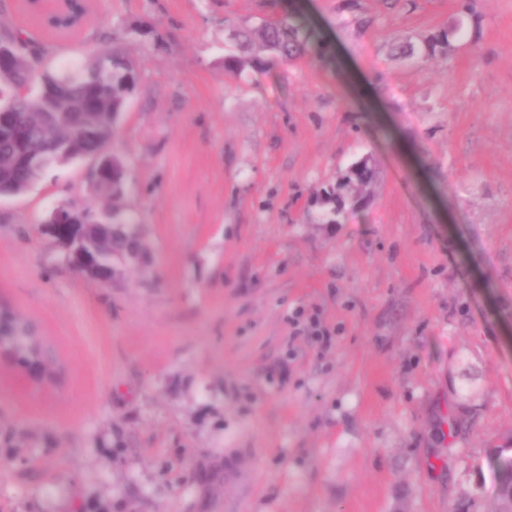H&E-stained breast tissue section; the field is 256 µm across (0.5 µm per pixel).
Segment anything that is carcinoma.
I'll return each mask as SVG.
<instances>
[{
    "instance_id": "1",
    "label": "carcinoma",
    "mask_w": 512,
    "mask_h": 512,
    "mask_svg": "<svg viewBox=\"0 0 512 512\" xmlns=\"http://www.w3.org/2000/svg\"><path fill=\"white\" fill-rule=\"evenodd\" d=\"M237 55L224 57V71L239 75L247 67L261 73L276 60L288 62L307 54L328 66L317 32L299 15L285 12L275 21H262L252 29L235 23ZM465 37L456 22L418 43L397 48L401 58L428 60L439 53L449 55L454 42ZM11 48V58L0 64V113L7 112L22 135L24 152L42 158L41 166L25 167L18 161L16 141L0 138V196H21L49 170L97 153L112 156V171L118 181L127 180L121 158L112 153L115 130L133 96L138 76L130 60L129 43L114 42L94 52L83 62L52 69L46 63L47 47L31 40L21 28L0 22V45ZM375 178L369 161L354 163L336 183V214L345 206L360 209ZM125 189L95 191L84 210L112 211V224L99 232L106 247L125 259L145 257L136 225L124 209ZM17 353L32 350L34 336L23 321L8 328ZM497 492L494 512H512V455L501 448L494 454Z\"/></svg>"
}]
</instances>
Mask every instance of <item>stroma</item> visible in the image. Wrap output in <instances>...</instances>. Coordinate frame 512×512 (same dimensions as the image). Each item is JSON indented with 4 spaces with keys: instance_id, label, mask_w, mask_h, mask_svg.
<instances>
[{
    "instance_id": "1",
    "label": "stroma",
    "mask_w": 512,
    "mask_h": 512,
    "mask_svg": "<svg viewBox=\"0 0 512 512\" xmlns=\"http://www.w3.org/2000/svg\"><path fill=\"white\" fill-rule=\"evenodd\" d=\"M283 0H90L51 65L153 24L113 146L145 258L77 276L35 227L91 163L0 199V308L50 382L0 358V512H492L512 439V0H295L347 75L224 71L228 21ZM450 58L395 43L454 22ZM376 179L333 218L353 163ZM7 336H10L11 342L17 353L27 354L34 345V336L27 328V324L22 320L16 321L8 328Z\"/></svg>"
}]
</instances>
